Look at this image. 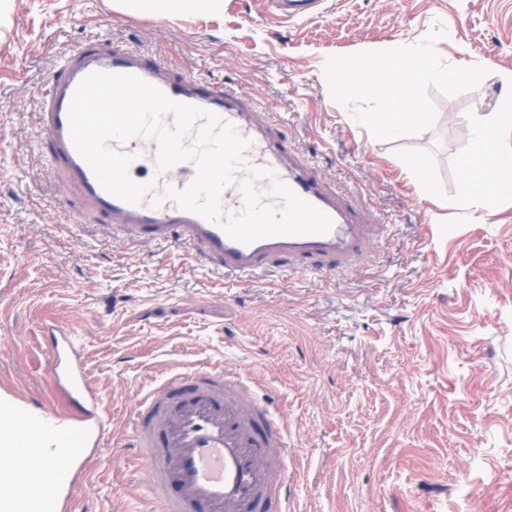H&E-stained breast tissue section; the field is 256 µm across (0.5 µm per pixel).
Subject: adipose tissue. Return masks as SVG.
<instances>
[{"label": "adipose tissue", "mask_w": 512, "mask_h": 512, "mask_svg": "<svg viewBox=\"0 0 512 512\" xmlns=\"http://www.w3.org/2000/svg\"><path fill=\"white\" fill-rule=\"evenodd\" d=\"M448 72L439 67L431 53L409 55L405 49L392 52L390 58L377 60L348 72L341 82L347 95L381 101L377 112L363 113V121L391 138L402 136L407 128L424 121L420 112H392L384 103L390 93L411 99L414 86L421 82L446 79ZM502 95L497 111L475 112L466 119L468 141L464 157L468 163L464 179L463 202L466 206L490 208L500 198H512V161L501 154L495 141L502 127L512 128V74L502 76Z\"/></svg>", "instance_id": "adipose-tissue-1"}]
</instances>
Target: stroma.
Masks as SVG:
<instances>
[{
    "instance_id": "35a3bbf8",
    "label": "stroma",
    "mask_w": 512,
    "mask_h": 512,
    "mask_svg": "<svg viewBox=\"0 0 512 512\" xmlns=\"http://www.w3.org/2000/svg\"><path fill=\"white\" fill-rule=\"evenodd\" d=\"M138 50L233 88L367 226L364 256L321 277L281 259L225 287L184 246L140 249L46 166L37 99L81 41ZM432 48L479 79L419 84L399 138L337 66ZM512 73V0H269L163 17L123 0H0V376L45 398L48 322L72 331L112 414L76 512H159L130 419L165 371L227 364L288 419L280 512H485L512 504V199L460 205L464 118ZM420 158L423 176L407 158ZM77 231H67V223ZM317 0H271V11L288 19L306 18L312 15Z\"/></svg>"
}]
</instances>
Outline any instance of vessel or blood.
<instances>
[{"label": "vessel or blood", "mask_w": 512, "mask_h": 512, "mask_svg": "<svg viewBox=\"0 0 512 512\" xmlns=\"http://www.w3.org/2000/svg\"><path fill=\"white\" fill-rule=\"evenodd\" d=\"M317 0H270L277 16L311 15ZM158 62L142 53L85 41L53 76L38 102V146L50 165L60 167L78 184L93 206L110 222L128 225L148 246L178 241L204 256L218 279L249 281L271 261L288 257L320 261L322 273L333 265L359 258L364 241L351 206L340 204L323 189L311 168L289 160L288 151L263 132L248 106L224 87L194 77L163 76ZM133 75L157 87L170 99L200 107L232 124L247 140L245 166L220 194L223 216L243 207L241 186L250 169L272 171L255 183L266 203L282 208L271 192L273 179L333 221L327 233L277 235L244 244L223 227L181 208L167 189L182 190L195 178L194 162L159 171L154 138L135 136L111 141V148L130 155V172L153 171L151 191L131 204L106 191L70 136V106L79 83L89 74ZM51 349L45 377L52 393L33 401L25 392L0 384V512H70L75 485L83 476L87 449L101 447L112 425L101 392L93 383L72 332L50 325ZM241 375L229 367L170 371L163 382L139 399L132 417L138 462L148 475V495L162 512H261L288 477V442L282 420L268 401L244 394Z\"/></svg>", "instance_id": "1"}]
</instances>
